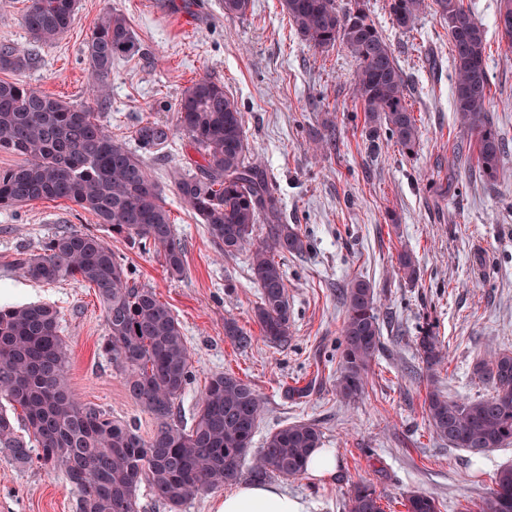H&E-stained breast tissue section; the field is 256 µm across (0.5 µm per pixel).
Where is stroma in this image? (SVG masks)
<instances>
[{
    "mask_svg": "<svg viewBox=\"0 0 512 512\" xmlns=\"http://www.w3.org/2000/svg\"><path fill=\"white\" fill-rule=\"evenodd\" d=\"M487 33L486 64L493 123L506 141L495 182L468 177L458 163L473 144L452 105L448 27L434 11L415 28L393 25L387 0L368 11L408 80V106L421 131L415 153L385 131H372L352 95L358 61L343 45L321 51L302 41L280 0H252L244 16L225 15L219 0H79L74 21L50 45L34 42L21 25L28 0H0V45L35 56L16 81L74 103L89 96L85 44L99 17L122 14L141 45L137 56L112 64L100 120L114 139L129 143L146 121L175 124L184 90L202 76L223 84L243 115L245 139L283 203L282 221L309 242L285 262L292 322L288 343H268L254 321L259 290L246 254L224 256L206 225L178 194L173 168L198 155L175 132L168 157L147 165L185 247L186 271L169 275L160 257L130 248L111 227L63 200L0 208V305L47 304L56 309L69 346V384L82 404L150 435L152 415L124 389V374L101 347L104 315L93 289L36 282L16 267L20 252L39 251L60 230H89L107 242L137 285L154 289L176 316L191 353L193 376L177 402L191 423L212 375L231 373L256 389L264 415L255 444L286 425L310 420L322 445L336 451L328 478L270 475L301 499L307 512H345L351 489L372 483L384 512H406L407 497L435 496L440 512H478L492 477L512 464V445L475 456L437 439L424 398L436 383L452 399H476L491 388L474 372L494 350H512V51L497 28L500 0H464ZM334 130L325 153L313 140ZM409 251L420 277L406 283L397 257ZM369 281L381 330L364 392L336 396L340 373L341 290ZM235 320L253 338L237 348L224 334ZM447 351L429 375L415 349L422 332ZM0 512H80V495L64 469H17L0 451Z\"/></svg>",
    "mask_w": 512,
    "mask_h": 512,
    "instance_id": "stroma-1",
    "label": "stroma"
}]
</instances>
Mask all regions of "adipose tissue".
Masks as SVG:
<instances>
[{
	"instance_id": "ef3b65f1",
	"label": "adipose tissue",
	"mask_w": 512,
	"mask_h": 512,
	"mask_svg": "<svg viewBox=\"0 0 512 512\" xmlns=\"http://www.w3.org/2000/svg\"><path fill=\"white\" fill-rule=\"evenodd\" d=\"M215 512H307L299 498L284 487L264 482L245 483L225 494L215 504Z\"/></svg>"
}]
</instances>
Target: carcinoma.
<instances>
[{
    "label": "carcinoma",
    "mask_w": 512,
    "mask_h": 512,
    "mask_svg": "<svg viewBox=\"0 0 512 512\" xmlns=\"http://www.w3.org/2000/svg\"><path fill=\"white\" fill-rule=\"evenodd\" d=\"M298 35L309 46L327 50L340 43L359 67L352 94L369 124L385 126L389 138L412 153L419 127L406 101V80L390 45L367 10L366 0H281ZM448 25L451 44L453 107L459 124L473 137L477 170L489 181L502 167L505 141L488 117L491 88L486 67V30L462 0H388L393 24L416 26L429 7ZM77 0H28L22 23L32 37L49 44L70 28ZM140 45L126 18L104 13L85 54L88 80L100 89L112 61L139 54ZM32 53L0 45V70L21 72ZM106 103H72L19 82L0 80V151L22 162L0 171V207L44 199L65 200L94 214L132 247L162 257L171 275L185 272V250L175 233L162 191L143 154L167 149L173 129L146 122L134 131L137 149L107 132L95 109ZM176 126L200 156L194 168L174 173L178 193L206 225L213 241L233 256L249 252L253 281L260 288L254 311L261 335L285 345L292 310L283 259L300 256L309 242L298 228L281 222L282 201L261 162L250 154L244 116L224 85L207 77L187 87L178 103ZM267 232L253 240L254 226ZM398 273L418 277L410 253H399ZM16 267L33 280L78 282L93 288L104 311L108 336L102 352L124 372L130 396L155 421L147 438L103 411L78 403L70 391V349L60 336L59 315L45 304L0 306V399L20 410L27 437L17 435L13 419L0 405V448L18 468L38 463L61 467L90 512H137V491L147 483L170 512L192 498L238 483L253 446L263 401L253 386L232 374L211 377L191 426L182 424L176 401L192 379L190 353L179 322L154 289L138 287L112 248L89 231L67 229L44 242L36 253H22ZM345 315L340 339L336 395L358 397L380 344L372 284L356 279L343 293ZM224 333L245 349L253 337L231 319ZM426 369L444 360L441 341L429 332L415 339ZM492 393L454 400L437 387L426 392L424 408L434 434L451 448L482 455L512 444V352H493L475 364ZM322 432L312 421H298L271 433L254 455L251 476L303 475ZM494 488L480 512H512V465L497 470ZM348 512H383L381 496L356 484ZM407 512H439L426 493L406 499Z\"/></svg>",
    "instance_id": "cac0c4a2"
}]
</instances>
